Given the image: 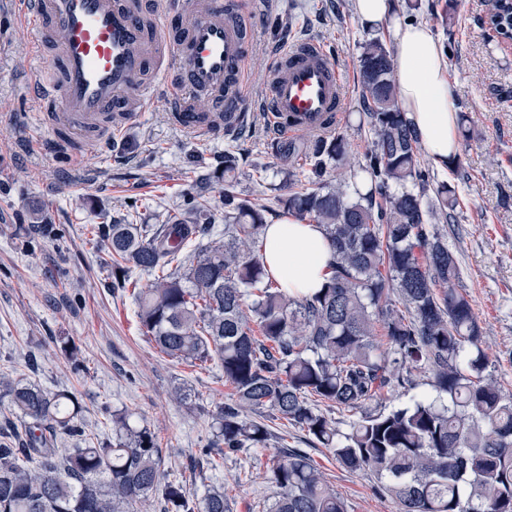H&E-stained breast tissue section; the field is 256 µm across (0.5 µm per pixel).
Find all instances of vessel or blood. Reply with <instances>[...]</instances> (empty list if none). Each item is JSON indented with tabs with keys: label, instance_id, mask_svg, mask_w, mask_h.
Wrapping results in <instances>:
<instances>
[{
	"label": "vessel or blood",
	"instance_id": "1",
	"mask_svg": "<svg viewBox=\"0 0 512 512\" xmlns=\"http://www.w3.org/2000/svg\"><path fill=\"white\" fill-rule=\"evenodd\" d=\"M17 16L33 37L38 74L28 87L52 128L45 154L69 151L78 137L109 148L155 95L171 104L170 121L203 138L224 135L225 121L246 124L251 101L240 77L256 19L268 0H16ZM211 98L203 114L191 97ZM262 104L270 132L311 134L340 112L342 78L333 56L312 39L283 46L272 59Z\"/></svg>",
	"mask_w": 512,
	"mask_h": 512
}]
</instances>
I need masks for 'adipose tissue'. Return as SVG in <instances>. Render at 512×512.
<instances>
[{
    "instance_id": "1",
    "label": "adipose tissue",
    "mask_w": 512,
    "mask_h": 512,
    "mask_svg": "<svg viewBox=\"0 0 512 512\" xmlns=\"http://www.w3.org/2000/svg\"><path fill=\"white\" fill-rule=\"evenodd\" d=\"M393 38L400 107L413 121L430 161L452 166L460 153L457 112L439 40L425 24L394 26ZM263 260L284 288L304 295L322 288L331 250L320 225L288 218L266 228Z\"/></svg>"
}]
</instances>
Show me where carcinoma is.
Masks as SVG:
<instances>
[{"label": "carcinoma", "instance_id": "carcinoma-1", "mask_svg": "<svg viewBox=\"0 0 512 512\" xmlns=\"http://www.w3.org/2000/svg\"><path fill=\"white\" fill-rule=\"evenodd\" d=\"M358 67L370 147L357 170L331 177L348 157L337 131L276 144L306 169L308 185L294 188L290 169L271 190L285 216L323 227L332 250L323 288L290 294L269 272L266 207L234 190L228 157L224 240L185 265L182 249L207 225L173 217L159 230L110 224L96 232V250L108 257L114 288L127 287L135 270L152 276L137 292V316L161 352L215 360L224 371L234 394L213 417L219 455L266 446L267 429L246 411L267 407L332 449L343 467L370 472L400 512H512V399L483 376L482 329L441 227L455 223L458 188L442 182L427 196L430 175L382 38L362 46ZM418 369L431 372L434 394L365 411L384 390L412 385ZM0 394L28 419L21 442H0V512H130L151 495L166 512H228L220 488L198 504L183 482L168 479L154 432L131 424L129 413L112 414L115 442L99 444L80 421L76 393L0 375ZM313 396L362 414L342 433ZM63 436L79 447L62 456ZM271 475L280 492L267 512H347L300 451L278 455Z\"/></svg>", "mask_w": 512, "mask_h": 512}]
</instances>
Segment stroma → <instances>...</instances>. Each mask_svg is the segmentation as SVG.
I'll use <instances>...</instances> for the list:
<instances>
[{
	"label": "stroma",
	"mask_w": 512,
	"mask_h": 512,
	"mask_svg": "<svg viewBox=\"0 0 512 512\" xmlns=\"http://www.w3.org/2000/svg\"><path fill=\"white\" fill-rule=\"evenodd\" d=\"M399 23L428 24L452 75L449 94L467 116L468 134L452 169L431 168V185L449 181L461 190L450 237L463 270L461 287L483 331L485 375L512 397V45L483 24L484 0H456L441 21L444 0H421L407 10L395 0ZM382 36L389 24L366 26L354 0H273L255 25V47L244 82L262 97L272 49L314 39L334 54L345 86L336 127L348 142L351 164L362 161L369 137L359 130L360 45ZM36 74L33 40L18 24L12 0H0V372L54 391L75 390L82 419L99 442H111L113 411H128L156 436L162 471L182 480L195 498L205 484L223 486L229 512H263L278 494L273 459L285 449L307 453L349 512H399L376 479L339 465L330 449L276 417L254 411L271 437L263 448L225 455L211 468L199 450L213 439L212 416L233 390L217 365L193 367L161 353L136 315L135 288L149 283L137 272L135 287L117 289L112 269L90 244L94 226L163 224L167 213L206 208L211 226L201 244L224 228V158L239 172L237 193L266 206L268 222L280 208L268 183L279 181L287 158L271 148L266 112L256 107L236 134L201 139L171 123L165 97L127 125L102 152L84 139L78 158L40 153L48 128L27 97ZM27 224H48L52 235L27 234ZM79 350L71 363L62 342ZM194 390L195 401L174 400L175 387Z\"/></svg>",
	"instance_id": "stroma-1"
}]
</instances>
